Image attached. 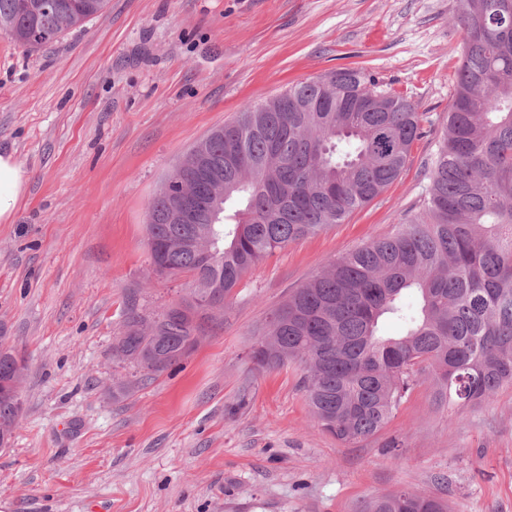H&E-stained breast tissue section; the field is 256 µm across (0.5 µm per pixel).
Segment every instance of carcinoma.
Returning a JSON list of instances; mask_svg holds the SVG:
<instances>
[{"mask_svg":"<svg viewBox=\"0 0 512 512\" xmlns=\"http://www.w3.org/2000/svg\"><path fill=\"white\" fill-rule=\"evenodd\" d=\"M0 0V30L31 50L80 27L106 0ZM464 32L448 121L428 162L420 206L396 232L330 261L289 292L252 348L255 364L300 360L318 424L344 444L377 434L415 385L473 408L512 385V0H457ZM44 34L31 38L32 30ZM424 114L354 68L247 104L186 156L176 178L194 187L195 219L169 224L174 194L150 204L153 274L185 277L190 300L150 316L126 312L112 358L142 377L196 346L205 314L275 251L342 223L401 173ZM400 323L385 336L380 321ZM25 359L0 348V380ZM20 395L0 391V432L18 423ZM364 512H445L400 491Z\"/></svg>","mask_w":512,"mask_h":512,"instance_id":"cac0c4a2","label":"carcinoma"}]
</instances>
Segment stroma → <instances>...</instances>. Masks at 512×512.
Wrapping results in <instances>:
<instances>
[{"instance_id":"1","label":"stroma","mask_w":512,"mask_h":512,"mask_svg":"<svg viewBox=\"0 0 512 512\" xmlns=\"http://www.w3.org/2000/svg\"><path fill=\"white\" fill-rule=\"evenodd\" d=\"M455 6L108 0L36 51L0 33V149L29 177L13 223H0V345L27 361L22 416L0 448L9 512H362L401 490L450 512H512V386L452 420L431 382L418 384L352 446L318 425L301 362L250 359L290 290L417 206L460 61ZM343 67L410 95L433 129L378 197L259 264L187 357L132 382L112 359L123 311L191 292L151 271L150 202L245 104Z\"/></svg>"}]
</instances>
